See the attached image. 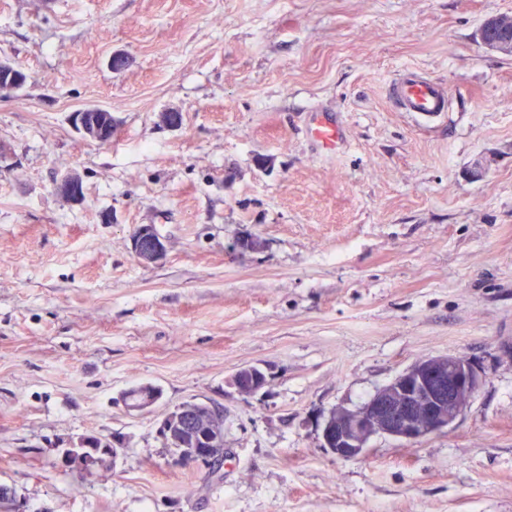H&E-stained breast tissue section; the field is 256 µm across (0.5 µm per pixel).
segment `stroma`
Instances as JSON below:
<instances>
[{
	"label": "stroma",
	"instance_id": "stroma-1",
	"mask_svg": "<svg viewBox=\"0 0 512 512\" xmlns=\"http://www.w3.org/2000/svg\"><path fill=\"white\" fill-rule=\"evenodd\" d=\"M492 14L512 0H0V58L28 75L0 99V485L18 512H512V57L482 44ZM406 71L447 111H397ZM86 105L116 118L111 143L80 140ZM322 118L332 154L308 135ZM69 168L79 206L53 190ZM142 225L166 246L149 267ZM438 355L479 372L453 428L323 448L336 407ZM247 366L267 377L249 396L230 384ZM146 384L161 401L127 410ZM192 400L224 411L218 469L159 433ZM80 436L114 468L59 467ZM152 234L153 230L150 226H141L133 237L134 255L143 266L158 263L165 253V244L162 239Z\"/></svg>",
	"mask_w": 512,
	"mask_h": 512
}]
</instances>
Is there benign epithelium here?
<instances>
[{
  "label": "benign epithelium",
  "instance_id": "obj_1",
  "mask_svg": "<svg viewBox=\"0 0 512 512\" xmlns=\"http://www.w3.org/2000/svg\"><path fill=\"white\" fill-rule=\"evenodd\" d=\"M481 40L489 51L512 56V24L505 16L486 17L481 25ZM27 80L24 71L0 59V90L15 93ZM73 123L82 140L97 144L109 143L116 125L111 112L94 105L73 112ZM55 190L71 204L84 202L83 179L76 171L65 172L56 181ZM133 250L140 264L150 266L163 258L165 244L151 227L141 226L134 234ZM478 384L477 371L460 357L421 359L378 389L364 404L337 407L323 425V444L336 458L350 460L364 456L376 436L405 442L425 439L456 424ZM230 385L241 395L255 394L266 385V374L257 366H248L235 373ZM161 399V389L151 384L143 386L139 402L130 401L126 394L122 396L131 410L150 408ZM175 425L190 433L194 444L192 448L180 449L179 460L209 466L219 458L218 450L224 447V426L203 412L202 402L190 401L168 410L159 426L162 437L172 436ZM87 447L89 438L80 437L68 447L57 449L60 467L89 471L115 465L117 449L100 457L88 454Z\"/></svg>",
  "mask_w": 512,
  "mask_h": 512
}]
</instances>
